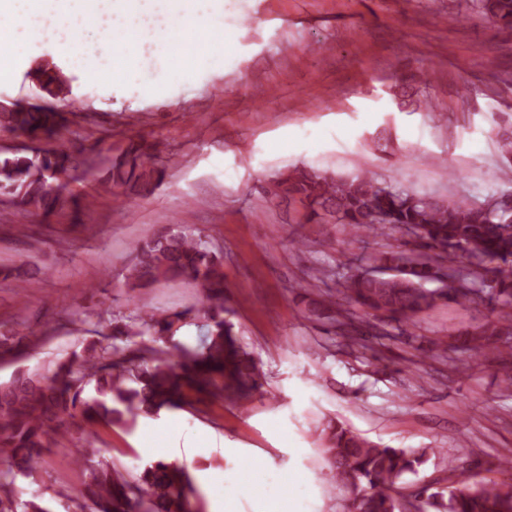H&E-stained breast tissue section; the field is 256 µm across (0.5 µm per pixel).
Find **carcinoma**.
<instances>
[{
	"mask_svg": "<svg viewBox=\"0 0 512 512\" xmlns=\"http://www.w3.org/2000/svg\"><path fill=\"white\" fill-rule=\"evenodd\" d=\"M475 8L492 25L512 29V0H475ZM42 88L56 99L72 94L69 78L57 67L36 70ZM55 112L40 108L0 112V127L11 132L52 136ZM73 163L65 149L29 156H0V209H48L64 198L49 180ZM154 155L143 152L113 165L107 191L135 178L136 169L152 166ZM272 194L298 200L307 219L331 220L354 236L373 237L404 228L423 241L425 250H388L373 258L395 274L378 281L358 271L320 273L336 277L340 302H311L310 312L327 319L353 343L376 336L377 318L410 326L421 312L440 301L464 308L485 302L498 308L482 329L458 330L454 345L484 354L512 336V204L483 207L467 198L444 199L394 188L364 174L340 175L295 166L278 180ZM448 267L460 282L454 295L429 289L432 270ZM190 279L201 288L199 312L209 331L196 347L181 344L170 352L156 343L173 336L180 315L157 316L145 306L131 322L113 329L112 344L91 353H72L48 376L18 371L0 382V454L11 464L0 469V512H48L37 503L15 499V481L38 467L51 440L81 418L89 436L104 423L127 429L140 416L163 408L181 409L208 398L244 406L262 393V375L252 352L224 318V256L189 230H166L138 242L127 270L131 288L145 289L159 281ZM149 337L137 348L133 337ZM336 476L353 488L349 512H512V483L473 485L461 453L448 461L444 477L449 496L422 487L402 493L406 475L427 461L428 449L380 446L343 425L326 426ZM90 474L86 495L96 512H200V494L186 467L155 460L129 479L98 459V449L84 448L75 459Z\"/></svg>",
	"mask_w": 512,
	"mask_h": 512,
	"instance_id": "obj_1",
	"label": "carcinoma"
}]
</instances>
